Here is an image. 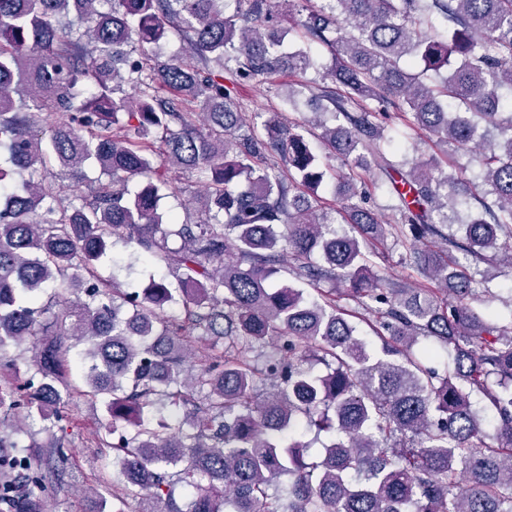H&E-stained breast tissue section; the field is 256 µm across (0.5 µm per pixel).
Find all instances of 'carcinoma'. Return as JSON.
I'll list each match as a JSON object with an SVG mask.
<instances>
[{"mask_svg": "<svg viewBox=\"0 0 512 512\" xmlns=\"http://www.w3.org/2000/svg\"><path fill=\"white\" fill-rule=\"evenodd\" d=\"M226 2L0 0V512H46L76 394L106 407L112 512L131 499L138 512H512V324L491 319L461 260L512 265V0ZM294 14L332 66L282 102L307 92L320 111L257 128L224 69L236 82L313 68L287 44ZM172 34L189 54L157 61ZM391 108L443 154L391 162ZM481 122L502 139L476 141ZM313 130L390 182L394 223L352 202L340 171V217L317 205ZM448 146L476 157L484 185L451 234ZM183 171L201 182L196 221L160 211ZM388 234L424 283L374 272ZM118 245L133 248L125 263ZM137 263L177 287L154 274L138 287ZM284 273L317 296L275 284ZM33 336L22 377L10 349Z\"/></svg>", "mask_w": 512, "mask_h": 512, "instance_id": "carcinoma-1", "label": "carcinoma"}]
</instances>
